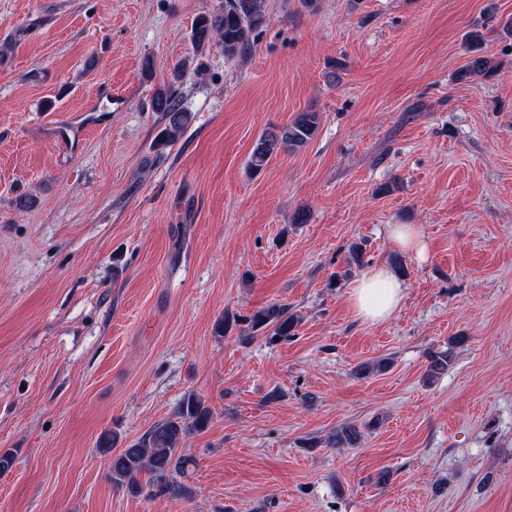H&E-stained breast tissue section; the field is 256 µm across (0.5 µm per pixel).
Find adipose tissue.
<instances>
[{
	"mask_svg": "<svg viewBox=\"0 0 512 512\" xmlns=\"http://www.w3.org/2000/svg\"><path fill=\"white\" fill-rule=\"evenodd\" d=\"M405 294L403 282L386 266L367 270L349 288L347 297L360 318L379 323L391 317Z\"/></svg>",
	"mask_w": 512,
	"mask_h": 512,
	"instance_id": "adipose-tissue-1",
	"label": "adipose tissue"
}]
</instances>
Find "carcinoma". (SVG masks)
Listing matches in <instances>:
<instances>
[{"label":"carcinoma","mask_w":512,"mask_h":512,"mask_svg":"<svg viewBox=\"0 0 512 512\" xmlns=\"http://www.w3.org/2000/svg\"><path fill=\"white\" fill-rule=\"evenodd\" d=\"M267 21L264 0H224V8L216 14L202 16L191 27L190 40L193 55L181 60L174 69L173 78L191 67L194 57L205 53L216 44L224 51V57H241L251 48L255 32ZM494 70L491 59L475 53L460 70L463 79L486 78ZM152 109L168 117V123L161 132L159 144L173 143L185 132L192 120L184 110L170 87L155 88ZM319 113L304 111L298 113L288 124L263 132L255 141L249 159V169L262 171L273 155L280 151L295 152L307 146L318 131ZM251 330H270L269 340L286 339L293 335L299 319L288 308L272 304L257 310L249 319ZM449 355L446 352L428 354L425 377L428 380L439 378L448 370ZM212 419V411L194 394L182 401L178 412L171 418L154 425L145 436L129 444L118 454H112L114 437L105 432L97 440L99 452L112 454L110 476L118 487H127L140 492L138 475H149V486L160 490L175 499H182L189 493L183 478L192 459L183 453L186 438L193 431L204 430ZM334 444H354L360 434L351 424L336 429Z\"/></svg>","instance_id":"obj_1"}]
</instances>
